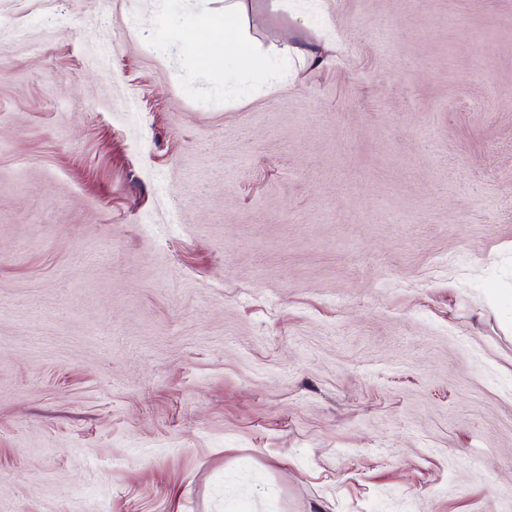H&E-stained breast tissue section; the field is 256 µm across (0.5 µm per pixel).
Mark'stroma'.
Listing matches in <instances>:
<instances>
[{
	"label": "stroma",
	"mask_w": 512,
	"mask_h": 512,
	"mask_svg": "<svg viewBox=\"0 0 512 512\" xmlns=\"http://www.w3.org/2000/svg\"><path fill=\"white\" fill-rule=\"evenodd\" d=\"M0 0V512H512V0ZM244 0H231L224 6V19L210 20L207 25L211 41L229 48L236 59L244 63L248 69L263 73L270 69L268 58L259 53L250 39L244 21Z\"/></svg>",
	"instance_id": "35a3bbf8"
}]
</instances>
